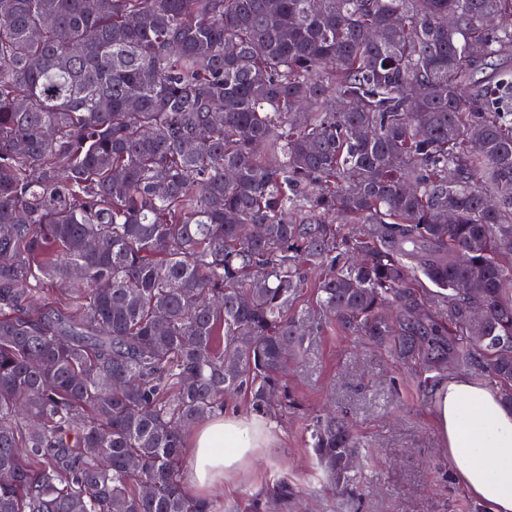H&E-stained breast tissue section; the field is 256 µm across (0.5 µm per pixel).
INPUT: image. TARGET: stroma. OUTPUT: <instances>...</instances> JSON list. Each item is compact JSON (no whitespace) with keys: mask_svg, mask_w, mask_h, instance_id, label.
Returning a JSON list of instances; mask_svg holds the SVG:
<instances>
[{"mask_svg":"<svg viewBox=\"0 0 512 512\" xmlns=\"http://www.w3.org/2000/svg\"><path fill=\"white\" fill-rule=\"evenodd\" d=\"M289 390L300 408L272 421V440L211 498L237 512L261 498V512H475L479 502L457 483L431 397L413 367L392 364L378 349L329 326L303 361L292 365ZM331 410L363 448L362 482L354 499L322 481L307 446L311 420ZM288 497L272 495L276 477Z\"/></svg>","mask_w":512,"mask_h":512,"instance_id":"35a3bbf8","label":"stroma"}]
</instances>
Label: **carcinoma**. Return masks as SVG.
<instances>
[{
    "label": "carcinoma",
    "instance_id": "cac0c4a2",
    "mask_svg": "<svg viewBox=\"0 0 512 512\" xmlns=\"http://www.w3.org/2000/svg\"><path fill=\"white\" fill-rule=\"evenodd\" d=\"M510 55L512 0H0V512H216L187 429L332 324L512 406Z\"/></svg>",
    "mask_w": 512,
    "mask_h": 512
}]
</instances>
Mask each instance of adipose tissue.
Listing matches in <instances>:
<instances>
[{
    "instance_id": "ef3b65f1",
    "label": "adipose tissue",
    "mask_w": 512,
    "mask_h": 512,
    "mask_svg": "<svg viewBox=\"0 0 512 512\" xmlns=\"http://www.w3.org/2000/svg\"><path fill=\"white\" fill-rule=\"evenodd\" d=\"M433 403L457 481L491 512H512V407L464 376L440 382ZM268 440L264 422L252 417L207 422L187 450L191 488L201 496L223 485Z\"/></svg>"
}]
</instances>
